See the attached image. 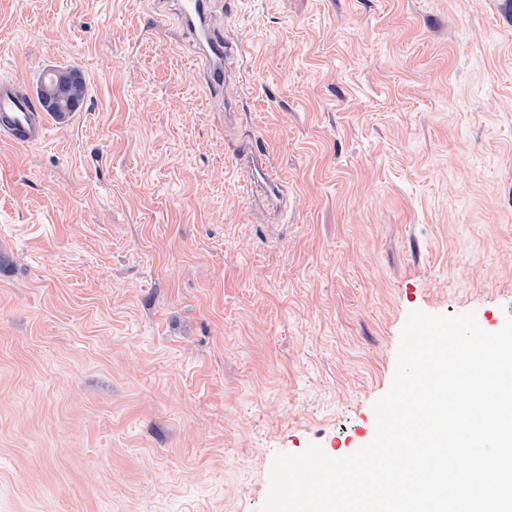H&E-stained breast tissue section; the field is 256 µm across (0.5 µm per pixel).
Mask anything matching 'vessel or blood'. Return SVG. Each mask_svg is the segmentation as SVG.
<instances>
[{"mask_svg":"<svg viewBox=\"0 0 512 512\" xmlns=\"http://www.w3.org/2000/svg\"><path fill=\"white\" fill-rule=\"evenodd\" d=\"M205 0H179V14L189 31L204 29L206 46L197 54V75L209 96L223 95L229 75L225 66L231 55L222 39L209 33ZM73 115L69 112H47L38 102L21 91L18 79L0 77V142L14 147H32L45 142L53 126H65ZM248 157L255 160L260 175L259 185L266 196L278 199L287 182L283 175L256 148H249Z\"/></svg>","mask_w":512,"mask_h":512,"instance_id":"1","label":"vessel or blood"}]
</instances>
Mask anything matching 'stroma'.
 I'll return each instance as SVG.
<instances>
[{"label": "stroma", "instance_id": "1", "mask_svg": "<svg viewBox=\"0 0 512 512\" xmlns=\"http://www.w3.org/2000/svg\"><path fill=\"white\" fill-rule=\"evenodd\" d=\"M207 11L221 102L175 0H0V75L88 88L0 145V512H260L372 440L410 311L512 316V0ZM260 151L262 154L254 147L246 151V155L257 163L260 175V180H257V183L266 196L280 201L282 199V187L288 183V179L264 156L266 153L263 150Z\"/></svg>", "mask_w": 512, "mask_h": 512}]
</instances>
